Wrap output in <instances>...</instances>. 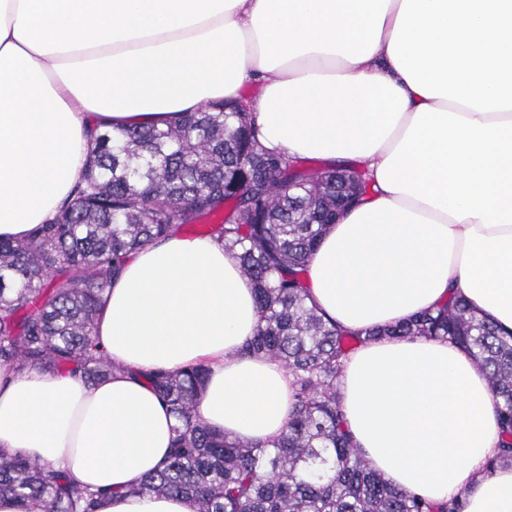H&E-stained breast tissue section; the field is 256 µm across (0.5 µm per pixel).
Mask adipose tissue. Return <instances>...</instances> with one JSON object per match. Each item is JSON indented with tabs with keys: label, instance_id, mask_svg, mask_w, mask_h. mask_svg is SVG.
I'll list each match as a JSON object with an SVG mask.
<instances>
[{
	"label": "adipose tissue",
	"instance_id": "1",
	"mask_svg": "<svg viewBox=\"0 0 512 512\" xmlns=\"http://www.w3.org/2000/svg\"><path fill=\"white\" fill-rule=\"evenodd\" d=\"M262 143L360 162L373 193L310 255V295L351 332L413 318L461 291L512 331V0H0V237L22 240L83 182L95 136L162 127L237 98ZM258 312L237 259L177 233L134 251L95 338L118 370L95 382L0 364V448L101 492L96 512H196L126 490L171 452L150 371L205 362L198 417L279 438L293 376L243 358ZM341 411L392 487L463 512H512V463L485 372L423 336L345 360Z\"/></svg>",
	"mask_w": 512,
	"mask_h": 512
}]
</instances>
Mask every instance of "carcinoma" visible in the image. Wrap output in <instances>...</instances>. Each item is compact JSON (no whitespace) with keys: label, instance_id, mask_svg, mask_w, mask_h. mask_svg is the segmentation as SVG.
<instances>
[{"label":"carcinoma","instance_id":"obj_1","mask_svg":"<svg viewBox=\"0 0 512 512\" xmlns=\"http://www.w3.org/2000/svg\"><path fill=\"white\" fill-rule=\"evenodd\" d=\"M241 95L165 128L107 129L86 186L24 241L0 239V362L18 370L119 369L94 339L96 312L129 254L169 235L211 237L238 260L259 314L241 348L280 362L296 380L286 431L271 443L231 438L195 407L208 369L146 375L174 418L172 452L129 492L181 495L197 512H462L388 485L356 448L340 410L344 360L364 339L308 303L307 258L336 214L373 191L364 167L290 158L265 147ZM376 336L448 339L486 372L512 462V336L456 295ZM24 512H95L98 491L75 486L21 452L0 450V497Z\"/></svg>","mask_w":512,"mask_h":512}]
</instances>
